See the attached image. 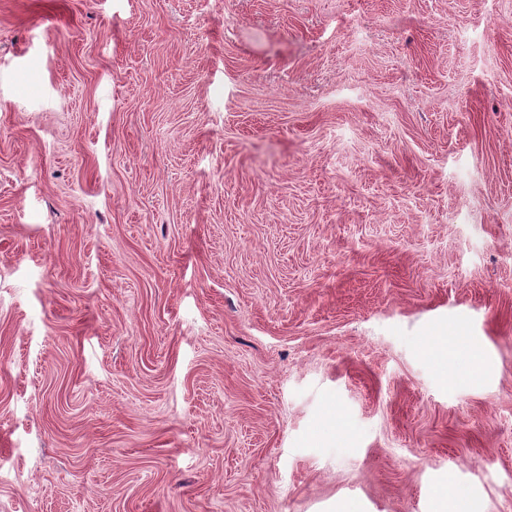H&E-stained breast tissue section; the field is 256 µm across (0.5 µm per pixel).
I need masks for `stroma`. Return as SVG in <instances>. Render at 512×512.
Wrapping results in <instances>:
<instances>
[{
	"label": "stroma",
	"instance_id": "1",
	"mask_svg": "<svg viewBox=\"0 0 512 512\" xmlns=\"http://www.w3.org/2000/svg\"><path fill=\"white\" fill-rule=\"evenodd\" d=\"M447 481L512 512V0H0V512ZM433 351L439 357L448 355V373L456 376L462 365L475 357V350L463 343L457 336L437 340L432 343Z\"/></svg>",
	"mask_w": 512,
	"mask_h": 512
}]
</instances>
